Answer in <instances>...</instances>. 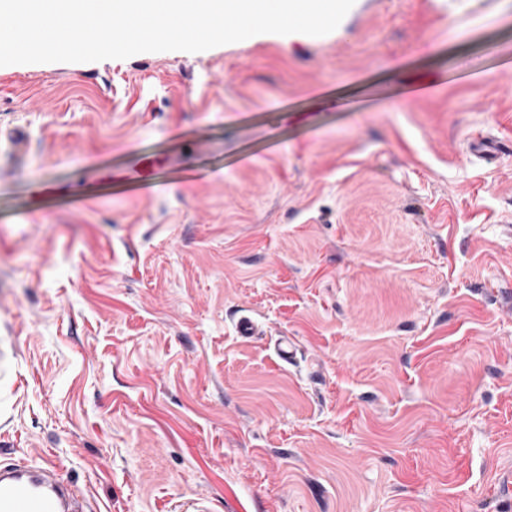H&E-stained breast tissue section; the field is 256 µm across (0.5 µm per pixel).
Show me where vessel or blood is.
Returning a JSON list of instances; mask_svg holds the SVG:
<instances>
[{
    "instance_id": "vessel-or-blood-1",
    "label": "vessel or blood",
    "mask_w": 512,
    "mask_h": 512,
    "mask_svg": "<svg viewBox=\"0 0 512 512\" xmlns=\"http://www.w3.org/2000/svg\"><path fill=\"white\" fill-rule=\"evenodd\" d=\"M82 494L64 486L53 467L9 465L0 469V512H82Z\"/></svg>"
}]
</instances>
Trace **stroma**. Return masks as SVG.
Masks as SVG:
<instances>
[{
	"mask_svg": "<svg viewBox=\"0 0 512 512\" xmlns=\"http://www.w3.org/2000/svg\"><path fill=\"white\" fill-rule=\"evenodd\" d=\"M508 83L512 0L0 66V465L87 512H512Z\"/></svg>",
	"mask_w": 512,
	"mask_h": 512,
	"instance_id": "stroma-1",
	"label": "stroma"
}]
</instances>
